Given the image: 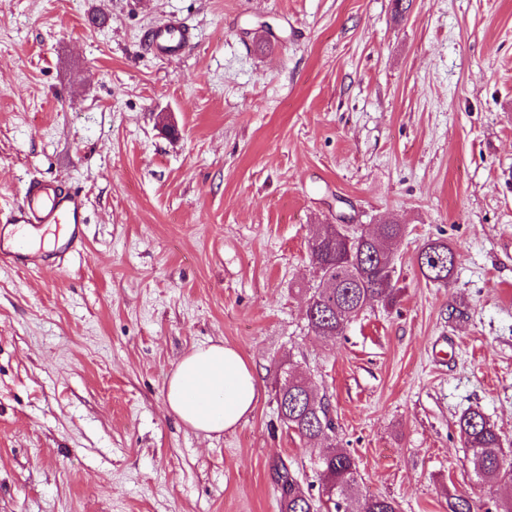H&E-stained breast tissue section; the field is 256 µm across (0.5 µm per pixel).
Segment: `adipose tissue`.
I'll use <instances>...</instances> for the list:
<instances>
[{
    "mask_svg": "<svg viewBox=\"0 0 512 512\" xmlns=\"http://www.w3.org/2000/svg\"><path fill=\"white\" fill-rule=\"evenodd\" d=\"M260 396L258 380L242 353L219 342L182 356L168 377L165 402L185 426L209 436L234 429Z\"/></svg>",
    "mask_w": 512,
    "mask_h": 512,
    "instance_id": "adipose-tissue-1",
    "label": "adipose tissue"
}]
</instances>
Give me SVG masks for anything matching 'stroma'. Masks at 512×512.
I'll use <instances>...</instances> for the list:
<instances>
[{"instance_id": "obj_1", "label": "stroma", "mask_w": 512, "mask_h": 512, "mask_svg": "<svg viewBox=\"0 0 512 512\" xmlns=\"http://www.w3.org/2000/svg\"><path fill=\"white\" fill-rule=\"evenodd\" d=\"M176 18L194 46L158 60L143 37ZM33 178L83 191L85 250L0 264V512H281L280 465L321 499L319 448L277 415L287 368L358 496L512 494L455 427L480 409L512 450V0H0V208ZM344 220L403 226L400 297L323 338L308 240ZM437 238L445 284L416 263ZM218 341L261 396L207 437L165 387ZM454 251L444 240L435 239L427 242L418 253L416 262L422 276L433 283H448L454 268ZM444 268L442 277L438 272Z\"/></svg>"}]
</instances>
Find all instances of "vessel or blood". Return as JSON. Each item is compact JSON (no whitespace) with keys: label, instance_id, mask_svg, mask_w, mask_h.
Listing matches in <instances>:
<instances>
[{"label":"vessel or blood","instance_id":"b4317fda","mask_svg":"<svg viewBox=\"0 0 512 512\" xmlns=\"http://www.w3.org/2000/svg\"><path fill=\"white\" fill-rule=\"evenodd\" d=\"M191 42L190 28L178 20L152 29L147 38L149 49L159 58L178 56ZM85 222L86 197L80 189L59 181L30 180L21 201L0 210V234L10 227L18 234L13 249H0V262L34 271L61 266L68 254L83 247ZM59 226L64 227L67 239L53 255L32 252L33 240Z\"/></svg>","mask_w":512,"mask_h":512}]
</instances>
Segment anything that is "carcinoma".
<instances>
[{
	"label": "carcinoma",
	"mask_w": 512,
	"mask_h": 512,
	"mask_svg": "<svg viewBox=\"0 0 512 512\" xmlns=\"http://www.w3.org/2000/svg\"><path fill=\"white\" fill-rule=\"evenodd\" d=\"M342 239L336 240L318 225L309 242L311 264L317 282L307 289L305 309L307 326L316 336L342 334L346 323L363 305H391L397 291L382 266L384 250L398 242L404 233L399 224H376L374 236L365 237L353 224H340ZM454 251L445 241L427 242L416 262L422 276L433 283H448L454 268ZM311 387L300 377L285 379L276 387L275 401L280 420L310 445L328 439L332 424L327 405L309 397ZM464 447L470 449L472 473L481 483H512V457L501 448L497 427L479 409H468L457 421ZM323 492L334 512H347L358 482V465L344 448H334L318 458ZM282 512H321L322 505L305 494L294 474L283 468L278 472ZM359 512H399L398 503L386 496L365 497ZM448 512H474L471 499L463 493L448 495Z\"/></svg>",
	"instance_id": "1"
}]
</instances>
